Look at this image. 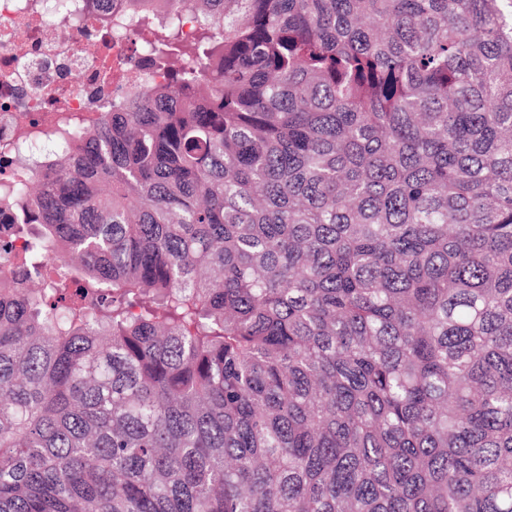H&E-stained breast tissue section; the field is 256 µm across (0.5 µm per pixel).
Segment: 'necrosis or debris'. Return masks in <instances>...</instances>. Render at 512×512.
Returning <instances> with one entry per match:
<instances>
[{
	"label": "necrosis or debris",
	"instance_id": "4bbe7bcc",
	"mask_svg": "<svg viewBox=\"0 0 512 512\" xmlns=\"http://www.w3.org/2000/svg\"><path fill=\"white\" fill-rule=\"evenodd\" d=\"M46 3L0 0V187L28 174L35 146L92 126L117 90L106 72L140 58L122 10L70 0L49 16Z\"/></svg>",
	"mask_w": 512,
	"mask_h": 512
}]
</instances>
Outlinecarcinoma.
I'll return each mask as SVG.
<instances>
[{"mask_svg":"<svg viewBox=\"0 0 512 512\" xmlns=\"http://www.w3.org/2000/svg\"><path fill=\"white\" fill-rule=\"evenodd\" d=\"M129 2L170 82L12 186L0 512H512V0Z\"/></svg>","mask_w":512,"mask_h":512,"instance_id":"obj_1","label":"carcinoma"}]
</instances>
